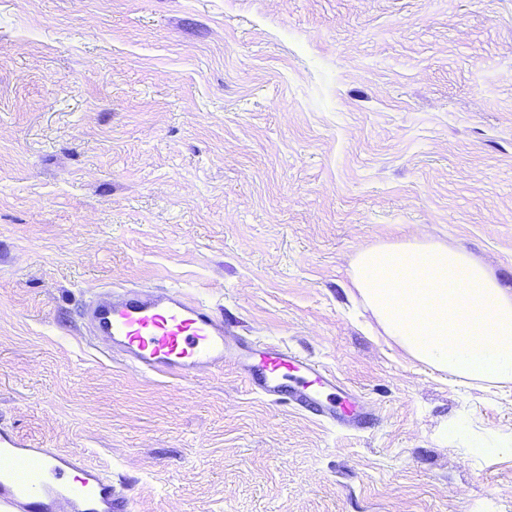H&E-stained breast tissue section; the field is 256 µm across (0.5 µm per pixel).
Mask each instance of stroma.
Masks as SVG:
<instances>
[{"label": "stroma", "instance_id": "obj_1", "mask_svg": "<svg viewBox=\"0 0 512 512\" xmlns=\"http://www.w3.org/2000/svg\"><path fill=\"white\" fill-rule=\"evenodd\" d=\"M408 235L512 286V0H0V424L134 512H512V394L410 360L349 297L356 251ZM135 285L333 370L373 424L230 361L110 359L82 305Z\"/></svg>", "mask_w": 512, "mask_h": 512}]
</instances>
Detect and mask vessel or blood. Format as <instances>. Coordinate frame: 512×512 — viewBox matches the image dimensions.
Returning <instances> with one entry per match:
<instances>
[{
    "label": "vessel or blood",
    "instance_id": "b4317fda",
    "mask_svg": "<svg viewBox=\"0 0 512 512\" xmlns=\"http://www.w3.org/2000/svg\"><path fill=\"white\" fill-rule=\"evenodd\" d=\"M90 335L140 374L184 382L223 372L235 360L249 389L333 424H366L349 388L288 346L233 336L211 307L175 288H107L86 305ZM0 512H134L124 482L75 452L30 447L0 427Z\"/></svg>",
    "mask_w": 512,
    "mask_h": 512
}]
</instances>
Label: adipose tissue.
<instances>
[{
  "mask_svg": "<svg viewBox=\"0 0 512 512\" xmlns=\"http://www.w3.org/2000/svg\"><path fill=\"white\" fill-rule=\"evenodd\" d=\"M351 286L380 335L461 384L512 388V289L447 242L362 247Z\"/></svg>",
  "mask_w": 512,
  "mask_h": 512,
  "instance_id": "ef3b65f1",
  "label": "adipose tissue"
}]
</instances>
